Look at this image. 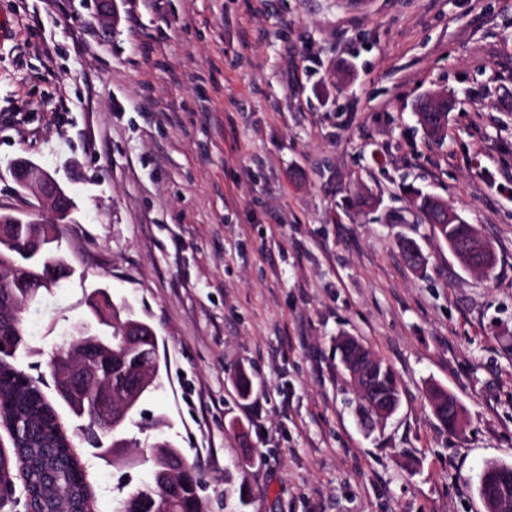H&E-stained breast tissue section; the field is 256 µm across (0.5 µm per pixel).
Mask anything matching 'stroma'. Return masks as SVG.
I'll list each match as a JSON object with an SVG mask.
<instances>
[{
  "label": "stroma",
  "instance_id": "1",
  "mask_svg": "<svg viewBox=\"0 0 512 512\" xmlns=\"http://www.w3.org/2000/svg\"><path fill=\"white\" fill-rule=\"evenodd\" d=\"M0 18V212L38 205L18 157L75 203L74 273L26 313L19 368L104 287L156 332L140 409L201 471L204 512H484L483 467L512 466V0H0ZM442 94L432 139L416 108ZM418 191L477 227L493 270L434 237ZM341 336L394 371L385 423L361 424ZM76 453L94 512L150 479ZM431 394L436 401L432 409L437 419L449 432H457L462 423L463 411L457 397L442 389H436Z\"/></svg>",
  "mask_w": 512,
  "mask_h": 512
}]
</instances>
